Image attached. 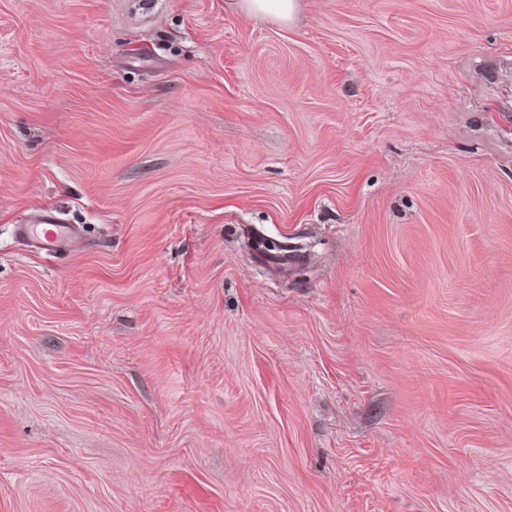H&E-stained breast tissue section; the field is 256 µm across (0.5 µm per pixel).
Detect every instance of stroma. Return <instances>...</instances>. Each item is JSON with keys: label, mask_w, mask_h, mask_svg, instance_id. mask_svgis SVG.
Masks as SVG:
<instances>
[{"label": "stroma", "mask_w": 512, "mask_h": 512, "mask_svg": "<svg viewBox=\"0 0 512 512\" xmlns=\"http://www.w3.org/2000/svg\"><path fill=\"white\" fill-rule=\"evenodd\" d=\"M0 512H512V0H0ZM240 12L253 17L288 22L296 11L297 0H236ZM18 231L21 237L32 240L39 249L59 255L67 254L77 241L74 227L59 224L51 215H44L39 224H22Z\"/></svg>", "instance_id": "stroma-1"}]
</instances>
